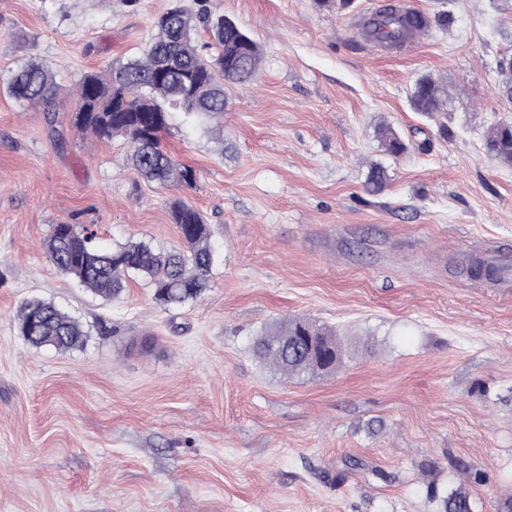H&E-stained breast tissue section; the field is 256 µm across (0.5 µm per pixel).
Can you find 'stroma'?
<instances>
[{
    "instance_id": "obj_1",
    "label": "stroma",
    "mask_w": 512,
    "mask_h": 512,
    "mask_svg": "<svg viewBox=\"0 0 512 512\" xmlns=\"http://www.w3.org/2000/svg\"><path fill=\"white\" fill-rule=\"evenodd\" d=\"M398 2L452 26L376 54L362 20L383 0H207L262 62L223 117L172 113L162 141L190 186L145 180L121 136L58 143L41 108L0 89V512H435L430 489L475 471L474 512L512 493V278L461 269L471 253L512 260V166L485 148L512 123L497 70L512 0ZM170 3L0 0V82L37 58L67 115L81 77L140 56ZM424 76L453 96L449 136L411 106ZM178 201L218 257L183 308L138 280L95 297L49 258L63 223L108 250L180 246ZM31 297L79 318L85 346L19 336ZM292 317L336 329V372L292 379L255 358V336Z\"/></svg>"
}]
</instances>
